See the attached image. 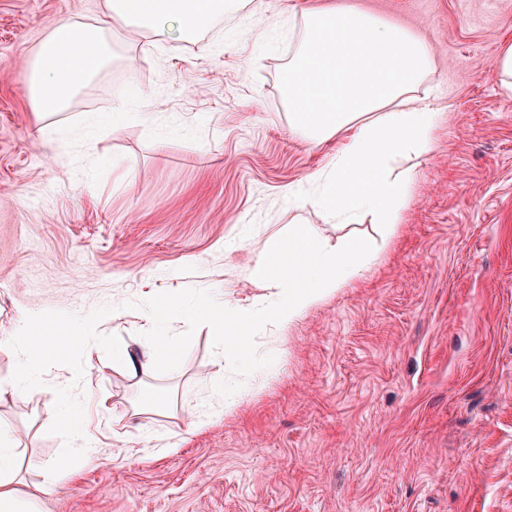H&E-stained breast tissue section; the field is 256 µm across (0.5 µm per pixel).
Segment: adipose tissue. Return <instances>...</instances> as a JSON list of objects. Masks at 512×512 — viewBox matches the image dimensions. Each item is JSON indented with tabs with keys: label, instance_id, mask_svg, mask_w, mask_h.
Returning a JSON list of instances; mask_svg holds the SVG:
<instances>
[{
	"label": "adipose tissue",
	"instance_id": "ef3b65f1",
	"mask_svg": "<svg viewBox=\"0 0 512 512\" xmlns=\"http://www.w3.org/2000/svg\"><path fill=\"white\" fill-rule=\"evenodd\" d=\"M243 0H103L99 17L51 24L28 55V105L40 137L66 145L75 127L56 121L112 65V21L136 31L192 40ZM307 32L283 75L292 128L321 144L347 132L343 145L311 173L312 193L294 191L297 205L323 210L340 224L372 215L394 233L418 173L408 160L428 154L439 114L416 91L433 60L410 32L367 14L325 9L309 13ZM14 375L0 378V396L25 400L38 392L40 318L16 329ZM19 445L0 425V512H41L36 498L15 487Z\"/></svg>",
	"mask_w": 512,
	"mask_h": 512
}]
</instances>
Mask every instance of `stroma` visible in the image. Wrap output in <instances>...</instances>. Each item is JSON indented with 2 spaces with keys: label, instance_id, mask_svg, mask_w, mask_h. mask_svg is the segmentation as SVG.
<instances>
[{
  "label": "stroma",
  "instance_id": "obj_1",
  "mask_svg": "<svg viewBox=\"0 0 512 512\" xmlns=\"http://www.w3.org/2000/svg\"><path fill=\"white\" fill-rule=\"evenodd\" d=\"M101 2L0 0V337L32 314L95 335L46 348L37 394L0 398L20 491L42 512H512V97L493 69L512 0H266L195 43L132 39L116 20L111 69L63 117L136 90L152 123H104L70 148L37 139L23 62L47 25ZM330 8L403 28L436 61L435 144L391 237L288 195L340 142L293 131L282 84L306 12ZM293 224L364 237L380 258L286 337L259 334L279 371L236 411L199 422L222 405L210 378L233 377L209 327L179 375L113 367L112 337L147 346L130 303L188 287L252 298L255 260ZM63 394L88 408L96 448L53 488L46 469L72 440L53 421Z\"/></svg>",
  "mask_w": 512,
  "mask_h": 512
}]
</instances>
